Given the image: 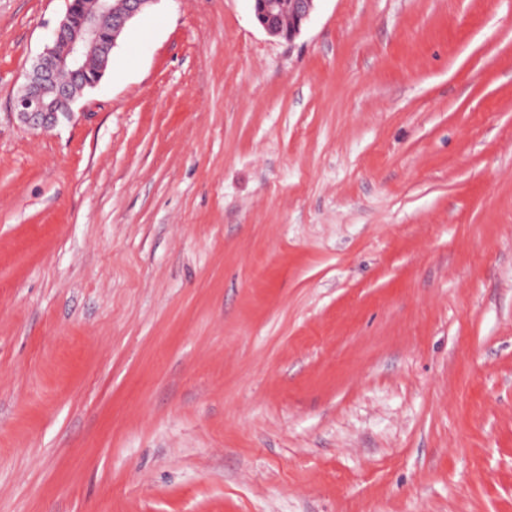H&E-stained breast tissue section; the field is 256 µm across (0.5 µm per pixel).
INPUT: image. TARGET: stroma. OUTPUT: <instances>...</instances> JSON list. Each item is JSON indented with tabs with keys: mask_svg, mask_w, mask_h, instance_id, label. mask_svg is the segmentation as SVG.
I'll list each match as a JSON object with an SVG mask.
<instances>
[{
	"mask_svg": "<svg viewBox=\"0 0 512 512\" xmlns=\"http://www.w3.org/2000/svg\"><path fill=\"white\" fill-rule=\"evenodd\" d=\"M0 0V512H512V0H155L53 129ZM257 23L272 37L291 42L310 19L316 0H251Z\"/></svg>",
	"mask_w": 512,
	"mask_h": 512,
	"instance_id": "35a3bbf8",
	"label": "stroma"
}]
</instances>
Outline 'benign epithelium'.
I'll return each mask as SVG.
<instances>
[{
  "instance_id": "7a95c632",
  "label": "benign epithelium",
  "mask_w": 512,
  "mask_h": 512,
  "mask_svg": "<svg viewBox=\"0 0 512 512\" xmlns=\"http://www.w3.org/2000/svg\"><path fill=\"white\" fill-rule=\"evenodd\" d=\"M16 99L19 120L48 130L74 116L84 91L98 87L118 38L155 0H67ZM257 23L272 37L291 42L310 19L316 0H252Z\"/></svg>"
}]
</instances>
